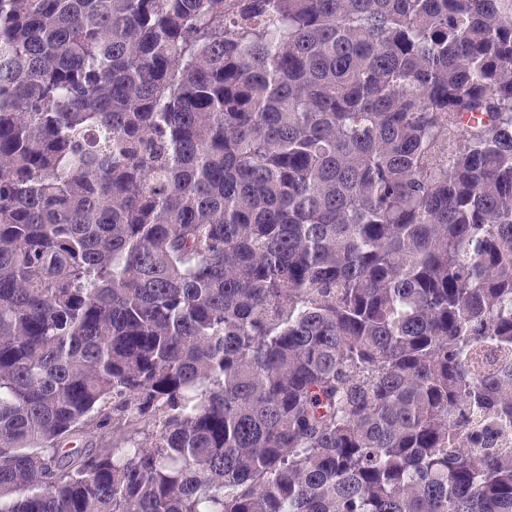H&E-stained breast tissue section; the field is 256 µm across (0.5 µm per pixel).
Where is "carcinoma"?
I'll list each match as a JSON object with an SVG mask.
<instances>
[{"mask_svg":"<svg viewBox=\"0 0 512 512\" xmlns=\"http://www.w3.org/2000/svg\"><path fill=\"white\" fill-rule=\"evenodd\" d=\"M0 512H512V0H0ZM118 440L119 435L112 433L111 428H96L94 426L80 434L76 443H73L71 446H76L77 448H101L108 445L112 446V443Z\"/></svg>","mask_w":512,"mask_h":512,"instance_id":"cac0c4a2","label":"carcinoma"}]
</instances>
